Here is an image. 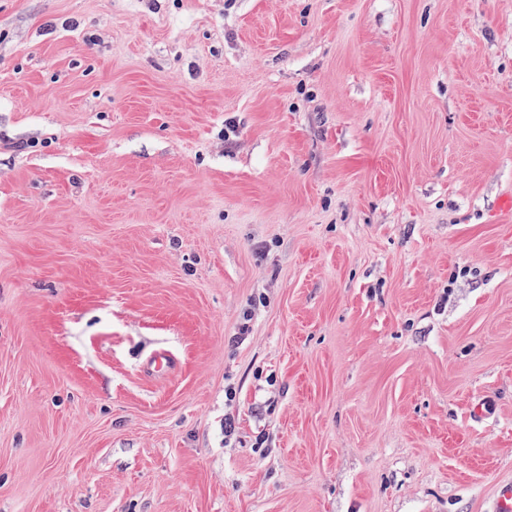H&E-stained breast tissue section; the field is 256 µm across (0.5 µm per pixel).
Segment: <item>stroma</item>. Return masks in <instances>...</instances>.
Listing matches in <instances>:
<instances>
[{"mask_svg": "<svg viewBox=\"0 0 512 512\" xmlns=\"http://www.w3.org/2000/svg\"><path fill=\"white\" fill-rule=\"evenodd\" d=\"M510 195L512 0H0V512H491Z\"/></svg>", "mask_w": 512, "mask_h": 512, "instance_id": "35a3bbf8", "label": "stroma"}]
</instances>
